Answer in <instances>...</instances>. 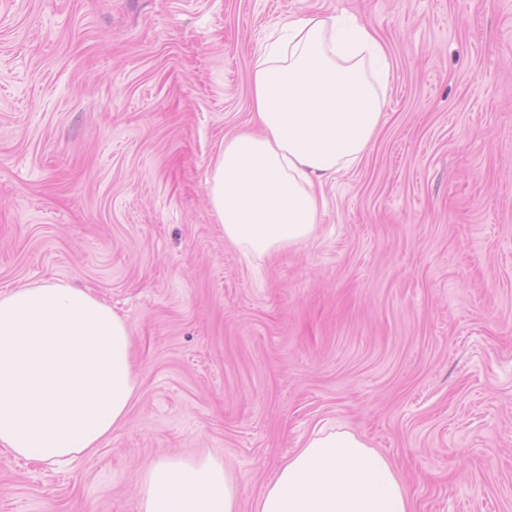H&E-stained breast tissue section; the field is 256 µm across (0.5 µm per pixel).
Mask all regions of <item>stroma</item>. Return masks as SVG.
<instances>
[{"mask_svg":"<svg viewBox=\"0 0 512 512\" xmlns=\"http://www.w3.org/2000/svg\"><path fill=\"white\" fill-rule=\"evenodd\" d=\"M390 48L361 162L309 242L245 257L206 190L288 16ZM85 289L139 388L94 453L0 449V512H137L167 454L224 459L242 512L331 421L415 512H512V0H0V292Z\"/></svg>","mask_w":512,"mask_h":512,"instance_id":"35a3bbf8","label":"stroma"}]
</instances>
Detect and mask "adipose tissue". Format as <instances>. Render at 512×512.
Segmentation results:
<instances>
[{"label": "adipose tissue", "mask_w": 512, "mask_h": 512, "mask_svg": "<svg viewBox=\"0 0 512 512\" xmlns=\"http://www.w3.org/2000/svg\"><path fill=\"white\" fill-rule=\"evenodd\" d=\"M256 54L253 128L224 140L206 181L225 240L248 256L308 242L323 186L355 167L387 104V43L356 15L280 24ZM137 393L124 318L59 281L0 293V447L57 466L97 450ZM138 512H241L223 460L164 456L139 483ZM254 512H412L391 461L344 426L321 427L278 471Z\"/></svg>", "instance_id": "obj_1"}]
</instances>
